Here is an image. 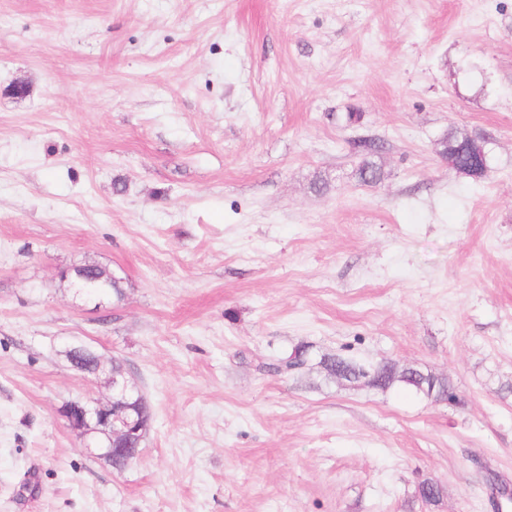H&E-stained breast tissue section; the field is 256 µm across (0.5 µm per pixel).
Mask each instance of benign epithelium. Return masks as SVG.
<instances>
[{
	"instance_id": "7a95c632",
	"label": "benign epithelium",
	"mask_w": 512,
	"mask_h": 512,
	"mask_svg": "<svg viewBox=\"0 0 512 512\" xmlns=\"http://www.w3.org/2000/svg\"><path fill=\"white\" fill-rule=\"evenodd\" d=\"M71 367L87 374H97L103 370L101 358L87 346L72 347L66 352ZM112 396L103 404L95 398L70 401L65 404L63 414L69 425L86 437V447L96 455L113 462L125 464L139 453L137 448H128L126 443L141 440L139 420L129 412L125 404L128 381L110 378Z\"/></svg>"
}]
</instances>
